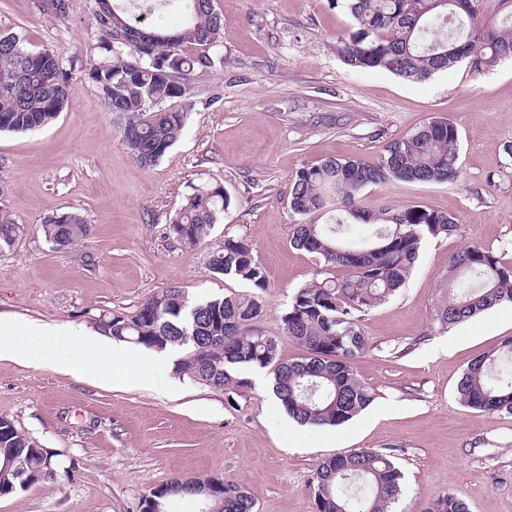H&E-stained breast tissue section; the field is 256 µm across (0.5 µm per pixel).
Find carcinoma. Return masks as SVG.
I'll return each mask as SVG.
<instances>
[{"instance_id":"carcinoma-1","label":"carcinoma","mask_w":512,"mask_h":512,"mask_svg":"<svg viewBox=\"0 0 512 512\" xmlns=\"http://www.w3.org/2000/svg\"><path fill=\"white\" fill-rule=\"evenodd\" d=\"M96 25L102 34L99 56L89 57L88 77L108 111L123 119L121 140L144 167L158 162L181 136L186 113L166 102L186 96L189 76L209 63L205 48L220 41L222 15L213 0H158L138 9L99 0ZM352 18L336 52L354 70H384L407 80H423L465 63L482 73L512 59V12L477 20L473 0H332ZM40 10L57 17L69 12V0H37ZM172 7L186 23L179 29L147 27L144 20ZM70 70L54 50L34 51L17 34H0V133L29 132L54 121L67 107ZM457 127L433 117L414 132L388 143L378 162L329 158L304 168L291 183L289 207L299 216L335 213L326 224L294 225L293 244L318 259L321 269L291 296L283 316L288 339L305 355L279 358L278 341L257 327L266 291V270L255 258L249 236H225L213 252L210 271L246 283L248 293H231L201 302L188 300L178 287L166 288L132 314L102 313L95 326L116 341L181 353L174 373L215 390L242 394L252 387L246 370H266L273 392L290 418L301 425L340 426L365 410L376 392L354 373L353 360L367 340L360 314L385 302L412 274L427 236H455L457 217L420 206L386 208L372 218L358 205L369 186L389 179L407 183L448 182L459 177ZM230 197L220 185L195 186L169 224L180 243L195 247L211 236ZM374 223L363 239L337 213ZM47 241L67 247L83 240L89 226L76 212L54 213L42 225ZM22 225L0 209V250L13 246ZM344 269L342 278L331 275ZM448 288L435 308L443 329L463 323L503 303H512V266L490 249L467 246L448 261ZM458 401L478 412L512 415V338L472 360L456 386ZM0 458L11 467L0 473V496L53 481L60 462L55 455L0 419ZM403 475L391 455L359 450L326 457L312 478L318 512H391L402 493ZM149 492L141 512L153 500L196 496L218 512H254L249 493L234 481L213 477L159 487ZM426 512H468L453 493L435 497Z\"/></svg>"}]
</instances>
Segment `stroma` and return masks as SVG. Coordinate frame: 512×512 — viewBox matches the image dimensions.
Returning <instances> with one entry per match:
<instances>
[{
	"label": "stroma",
	"instance_id": "1",
	"mask_svg": "<svg viewBox=\"0 0 512 512\" xmlns=\"http://www.w3.org/2000/svg\"><path fill=\"white\" fill-rule=\"evenodd\" d=\"M224 35L191 75L189 95L169 106L186 114L179 140L155 165L141 166L120 141L85 74L98 43V0H71L68 16L40 12L35 0H0V33L34 50L59 52L71 75L68 105L50 125L0 133V207L24 233L0 252V316L76 335L100 311L130 314L173 286L201 301L244 293L240 281L209 270L225 236L246 234L265 268L260 326L279 341L282 360L302 348L283 333L296 289L319 264L291 243L300 218L291 182L323 159L376 162L384 147L432 117L461 135L457 183L390 180L366 189L361 205H421L459 217L460 235L427 237L415 272L388 301L361 315L367 348L353 363L373 403L349 422L297 430L270 388L253 383L227 394L164 371L153 385L110 384L60 372L39 340L24 343L28 364L0 359V418L57 452L51 483L0 496V512H140L143 496L177 477L211 476L242 485L255 512H318L311 492L319 461L373 449L404 474L395 512H425L453 492L470 512H512V415L480 413L456 398L476 356L512 338L505 303L443 330L435 306L448 260L479 245L512 265V63L481 74L459 64L423 81L357 72L336 52L350 16L329 0H214ZM224 186L230 205L208 241L181 245L168 232L191 187ZM79 213L91 227L66 248L42 224Z\"/></svg>",
	"mask_w": 512,
	"mask_h": 512
}]
</instances>
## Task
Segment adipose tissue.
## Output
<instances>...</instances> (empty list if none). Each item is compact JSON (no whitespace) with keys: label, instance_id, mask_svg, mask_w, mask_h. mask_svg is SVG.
Instances as JSON below:
<instances>
[{"label":"adipose tissue","instance_id":"1","mask_svg":"<svg viewBox=\"0 0 512 512\" xmlns=\"http://www.w3.org/2000/svg\"><path fill=\"white\" fill-rule=\"evenodd\" d=\"M171 351L143 355L123 343L106 341L97 335L65 336L52 355L54 367L73 375L94 376L118 383L125 379L149 384L150 371L165 368Z\"/></svg>","mask_w":512,"mask_h":512}]
</instances>
